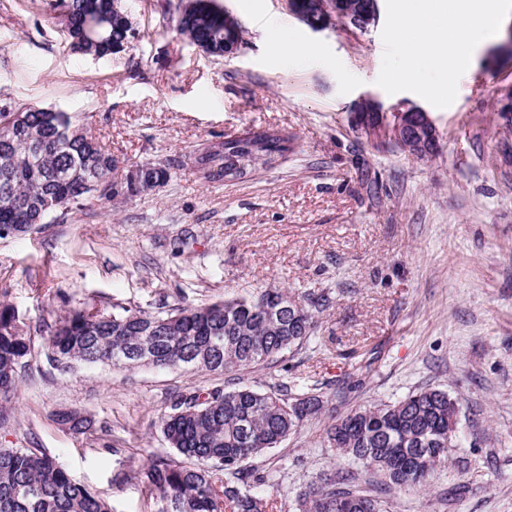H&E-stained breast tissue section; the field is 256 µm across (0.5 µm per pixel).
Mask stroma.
<instances>
[{"instance_id": "1", "label": "stroma", "mask_w": 512, "mask_h": 512, "mask_svg": "<svg viewBox=\"0 0 512 512\" xmlns=\"http://www.w3.org/2000/svg\"><path fill=\"white\" fill-rule=\"evenodd\" d=\"M52 0H0V108L77 116L117 161L172 162L148 194L92 199L0 241V300L31 336L18 391L0 400V448H40L115 512H155L139 473L173 457L159 427L172 398L216 386L318 387L322 410L264 457L273 512L349 471L383 512H512V53L485 47L454 103L376 83L381 25L309 28L285 0H221L237 51L214 57L177 28L178 0H124L135 39L97 58L70 50ZM282 44L272 43L269 26ZM367 97L427 108L439 134L420 159L351 127ZM292 137L274 167L227 183L198 154L250 131ZM261 288L328 294L316 330L280 362L233 374L48 361L44 329L74 308L157 311ZM439 387L459 403L457 447L420 489L322 446L332 417ZM88 417L80 434L56 412Z\"/></svg>"}]
</instances>
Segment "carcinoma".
<instances>
[{
  "instance_id": "1",
  "label": "carcinoma",
  "mask_w": 512,
  "mask_h": 512,
  "mask_svg": "<svg viewBox=\"0 0 512 512\" xmlns=\"http://www.w3.org/2000/svg\"><path fill=\"white\" fill-rule=\"evenodd\" d=\"M113 0H55L71 48L98 58L124 49L132 34L124 9ZM179 31L212 56H224L242 31L224 24L219 0H203L187 11L178 2ZM291 150L276 132H249L224 140L196 163L226 182L269 166ZM116 160L76 117L60 112L49 121L36 107L0 110V229L24 223L25 205L42 219L88 198L146 194L172 178L165 163H142L112 182ZM286 288H265L248 297H226L210 305L149 312L124 308L106 313L83 307L67 312L46 338L49 362L61 371L74 363L141 367L147 352L162 369L226 373L268 365L296 351L314 329L312 310L330 297L295 294L298 308H282ZM31 348L13 306L0 302V399L16 391ZM221 400L204 401L187 416H160L161 432L178 459L155 458L141 472L157 512H269L272 503L253 492L269 483L254 461L278 447L321 409L314 389L288 384L267 390L239 386L216 390ZM458 415L448 392L422 388L393 403L340 416L324 433V447L362 463L396 487H423L448 461V424ZM299 512H380L374 496L358 491L342 471L301 492ZM0 512H112L109 504L74 482L56 459L39 448L0 450Z\"/></svg>"
}]
</instances>
